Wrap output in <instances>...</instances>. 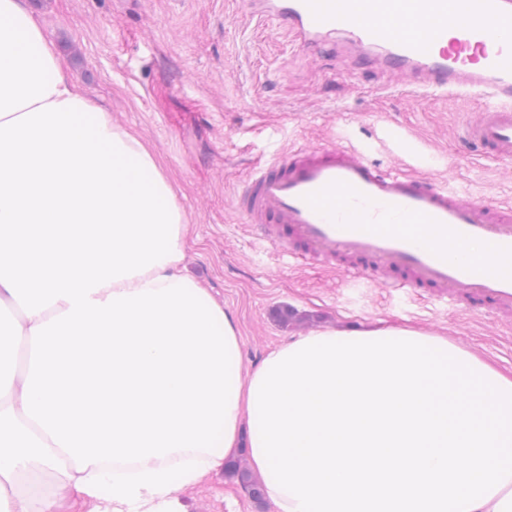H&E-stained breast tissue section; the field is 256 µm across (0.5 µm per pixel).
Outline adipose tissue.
<instances>
[{
    "label": "adipose tissue",
    "mask_w": 512,
    "mask_h": 512,
    "mask_svg": "<svg viewBox=\"0 0 512 512\" xmlns=\"http://www.w3.org/2000/svg\"><path fill=\"white\" fill-rule=\"evenodd\" d=\"M157 158L0 0V512H184L248 449L278 512H512V377L408 328L243 373Z\"/></svg>",
    "instance_id": "ef3b65f1"
}]
</instances>
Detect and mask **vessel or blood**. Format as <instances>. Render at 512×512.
<instances>
[{
  "mask_svg": "<svg viewBox=\"0 0 512 512\" xmlns=\"http://www.w3.org/2000/svg\"><path fill=\"white\" fill-rule=\"evenodd\" d=\"M312 52L347 33L359 54L402 85L478 92L462 139L483 158L512 162V0H252ZM235 211L278 254L357 279L376 270L385 288H426L462 310L512 319V205L463 198L426 165L380 164L338 141L259 162L233 198ZM496 256L456 259L449 247Z\"/></svg>",
  "mask_w": 512,
  "mask_h": 512,
  "instance_id": "vessel-or-blood-1",
  "label": "vessel or blood"
}]
</instances>
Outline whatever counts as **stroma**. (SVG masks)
<instances>
[{"label": "stroma", "instance_id": "1", "mask_svg": "<svg viewBox=\"0 0 512 512\" xmlns=\"http://www.w3.org/2000/svg\"><path fill=\"white\" fill-rule=\"evenodd\" d=\"M71 75L157 157L188 222L184 267L240 336L243 372L288 340L319 328H414L512 372V326L370 279L299 267L249 235L232 199L257 159L338 136L388 163L436 156L431 171L468 197H512V163L468 152L458 133L481 95L391 84L334 51H303L247 0H28ZM296 320L281 322L279 308ZM186 512H274L220 469L176 490Z\"/></svg>", "mask_w": 512, "mask_h": 512}]
</instances>
